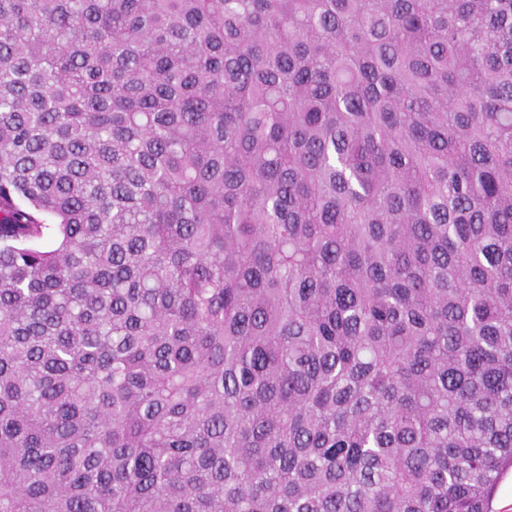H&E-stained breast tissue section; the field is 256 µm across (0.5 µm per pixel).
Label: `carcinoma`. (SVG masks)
I'll return each mask as SVG.
<instances>
[{
	"instance_id": "1",
	"label": "carcinoma",
	"mask_w": 512,
	"mask_h": 512,
	"mask_svg": "<svg viewBox=\"0 0 512 512\" xmlns=\"http://www.w3.org/2000/svg\"><path fill=\"white\" fill-rule=\"evenodd\" d=\"M512 0H0V512H492Z\"/></svg>"
}]
</instances>
